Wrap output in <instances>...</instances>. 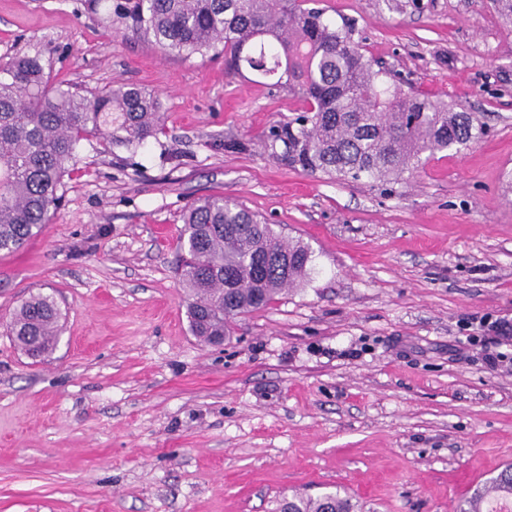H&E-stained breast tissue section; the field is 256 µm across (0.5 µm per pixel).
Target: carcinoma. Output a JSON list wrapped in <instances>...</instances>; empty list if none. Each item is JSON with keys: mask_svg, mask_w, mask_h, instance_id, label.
Here are the masks:
<instances>
[{"mask_svg": "<svg viewBox=\"0 0 512 512\" xmlns=\"http://www.w3.org/2000/svg\"><path fill=\"white\" fill-rule=\"evenodd\" d=\"M309 0H112V25L171 54L224 55L229 74L251 73L307 108L271 128L266 143L284 166L392 187L437 151L468 148L485 134L474 112L405 90L365 54L354 19L330 21ZM164 128L158 96L134 84L87 92L62 82L39 54L0 65V251L23 247L51 222L77 148L94 139L132 149ZM178 268L194 336L209 343L233 321L267 307L310 275L312 251L222 195L184 216ZM61 313L51 295L22 301L9 335L32 357L57 344ZM278 512H355L339 493L295 495Z\"/></svg>", "mask_w": 512, "mask_h": 512, "instance_id": "carcinoma-1", "label": "carcinoma"}]
</instances>
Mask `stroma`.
<instances>
[{
  "mask_svg": "<svg viewBox=\"0 0 512 512\" xmlns=\"http://www.w3.org/2000/svg\"><path fill=\"white\" fill-rule=\"evenodd\" d=\"M110 3L0 0V61L146 87L165 127L132 153L81 144L51 223L0 251V512H276L334 490L455 512L512 465V337L494 327L512 325V26L492 0H321L486 125L388 191L279 164L262 134L302 98L115 32ZM212 194L313 252L310 281L219 346L193 336L176 271L182 215ZM37 293L63 316L41 359L7 332Z\"/></svg>",
  "mask_w": 512,
  "mask_h": 512,
  "instance_id": "35a3bbf8",
  "label": "stroma"
}]
</instances>
